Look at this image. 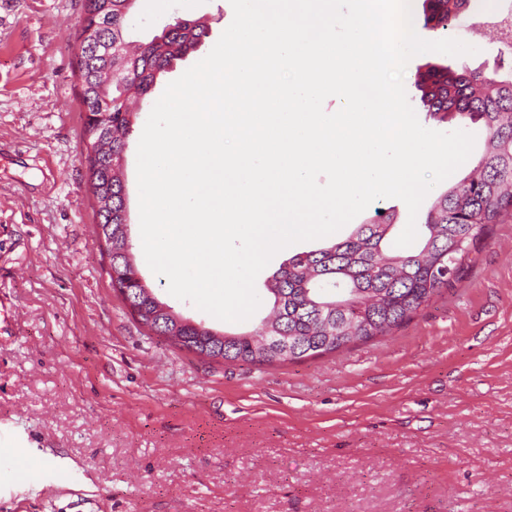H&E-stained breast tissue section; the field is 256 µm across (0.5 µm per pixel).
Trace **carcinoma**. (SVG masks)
<instances>
[{
	"label": "carcinoma",
	"instance_id": "cac0c4a2",
	"mask_svg": "<svg viewBox=\"0 0 512 512\" xmlns=\"http://www.w3.org/2000/svg\"><path fill=\"white\" fill-rule=\"evenodd\" d=\"M137 0H85V11L107 15L94 45L81 49L77 71L87 112L104 107L108 120L85 138L86 163L97 234L112 237V257L122 277L112 284L138 307L136 321L176 348L215 361L258 367L300 362L369 342L409 323L434 298L452 290L467 273L469 256L496 224L512 218V39L508 19L486 22L499 45L492 69L429 65L413 85L429 118L459 117L482 125L486 148L473 172L455 178L428 207L417 245L389 246L393 215L357 224L350 234L322 248L296 253L267 284L270 316L250 331H216L174 314L143 281L129 252L128 207L121 161L138 117L136 102L159 76L194 50L208 34L200 18H177L147 42L129 39L128 19ZM471 12L470 0H425L423 27L450 29ZM282 331L288 351L262 345Z\"/></svg>",
	"mask_w": 512,
	"mask_h": 512
}]
</instances>
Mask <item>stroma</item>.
Instances as JSON below:
<instances>
[{"mask_svg": "<svg viewBox=\"0 0 512 512\" xmlns=\"http://www.w3.org/2000/svg\"><path fill=\"white\" fill-rule=\"evenodd\" d=\"M84 0H0V512H512V219L467 276L385 338L317 359L205 362L148 334L112 288L82 161ZM204 18L158 79L123 160L136 266V155L154 103L233 19L229 0H138L132 34ZM66 474L46 500L41 483Z\"/></svg>", "mask_w": 512, "mask_h": 512, "instance_id": "obj_1", "label": "stroma"}]
</instances>
